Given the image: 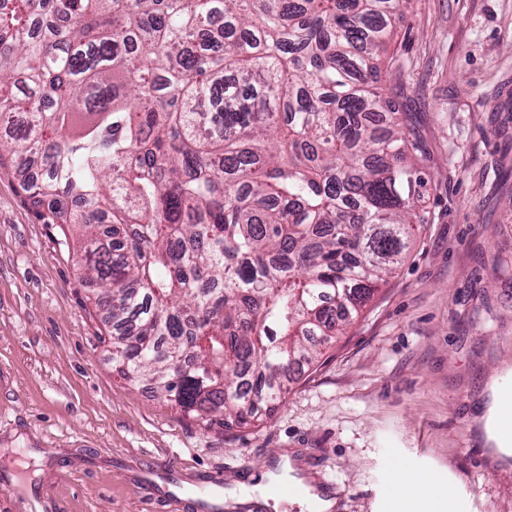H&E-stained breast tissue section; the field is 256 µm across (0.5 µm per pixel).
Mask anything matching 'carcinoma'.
Masks as SVG:
<instances>
[{"label":"carcinoma","mask_w":512,"mask_h":512,"mask_svg":"<svg viewBox=\"0 0 512 512\" xmlns=\"http://www.w3.org/2000/svg\"><path fill=\"white\" fill-rule=\"evenodd\" d=\"M410 2L0 8V123L26 119L0 165L72 248L124 379L251 426L387 282L424 222L420 145L378 85Z\"/></svg>","instance_id":"obj_1"}]
</instances>
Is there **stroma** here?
Wrapping results in <instances>:
<instances>
[{"label":"stroma","instance_id":"1","mask_svg":"<svg viewBox=\"0 0 512 512\" xmlns=\"http://www.w3.org/2000/svg\"><path fill=\"white\" fill-rule=\"evenodd\" d=\"M382 81L420 142L424 225L393 277L271 415L204 430L121 378L59 229L0 168V512H147L141 469L182 486L289 456L333 512H400L399 470L453 487V512H512V455L486 422L512 386V0H412Z\"/></svg>","mask_w":512,"mask_h":512}]
</instances>
